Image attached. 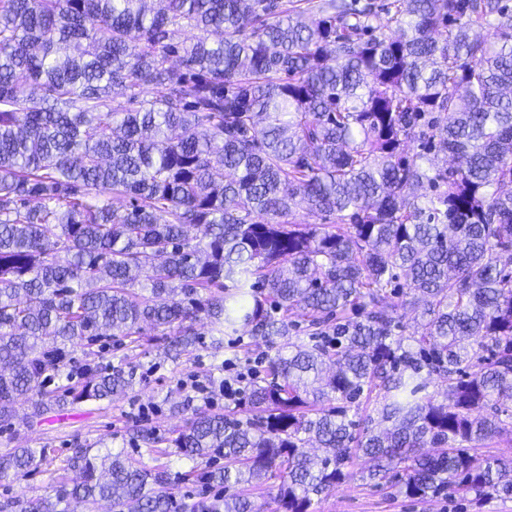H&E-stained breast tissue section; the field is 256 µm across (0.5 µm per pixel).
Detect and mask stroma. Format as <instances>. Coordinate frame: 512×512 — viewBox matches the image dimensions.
I'll return each mask as SVG.
<instances>
[{
  "label": "stroma",
  "mask_w": 512,
  "mask_h": 512,
  "mask_svg": "<svg viewBox=\"0 0 512 512\" xmlns=\"http://www.w3.org/2000/svg\"><path fill=\"white\" fill-rule=\"evenodd\" d=\"M194 328L199 343L179 360H171L163 353V340L157 339L138 348L128 345L122 337L101 338L92 348H68L66 370L84 364L98 370L117 366L134 368L136 383L127 394L112 402H85L63 410H52L35 422L15 420L9 428L0 430V454L13 448H47L56 459L70 456L75 449L91 451H123L140 465L151 468L165 463L169 469L172 490L181 512H193L206 484L205 468L181 455L170 440L175 429L182 427L189 412L205 411L203 402L195 398L184 383L193 379L208 385L224 376V363L231 360L248 369V382L261 380L269 358L282 348L281 341L255 339L247 334L225 339L223 347L211 345L209 323L198 319ZM152 405L156 411L146 421L132 417L138 406ZM146 430L157 440L163 451L155 458L142 441L136 440L137 431ZM368 460L354 462L352 478L337 485L330 493L315 498L314 512H512V499H491L485 503L445 499L414 500L399 493L376 487L362 479L368 470ZM79 475L67 471L64 482L50 481L43 472L36 471L24 477L0 478V503L36 496L56 497L73 487Z\"/></svg>",
  "instance_id": "35a3bbf8"
}]
</instances>
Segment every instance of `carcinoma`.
Returning <instances> with one entry per match:
<instances>
[{"label": "carcinoma", "mask_w": 512, "mask_h": 512, "mask_svg": "<svg viewBox=\"0 0 512 512\" xmlns=\"http://www.w3.org/2000/svg\"><path fill=\"white\" fill-rule=\"evenodd\" d=\"M145 85L137 108L112 97ZM412 140L459 165L408 156ZM510 265L508 0H0V425L22 398L34 419L132 388L134 371L87 364L47 389L64 346L140 347L149 326L176 360L203 316L216 348L247 332L289 353L250 418L195 414L172 438L240 488L198 512H257L247 491L275 474L283 512H309L359 457L409 498H511L512 460L481 446L512 439V410L479 414L512 400ZM362 396L384 430L349 417ZM48 461L14 448L0 477ZM67 468L66 495L0 512H179L164 466L80 448Z\"/></svg>", "instance_id": "obj_1"}]
</instances>
